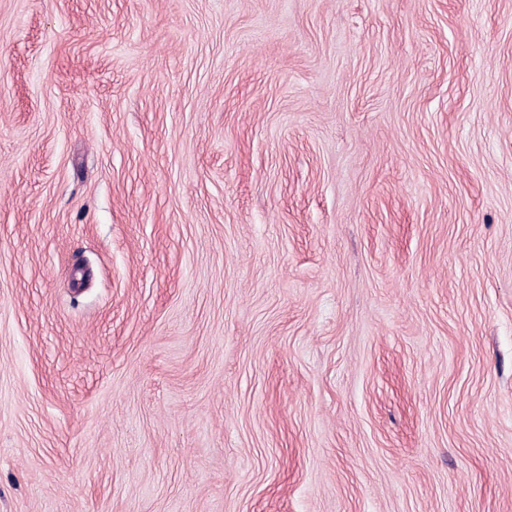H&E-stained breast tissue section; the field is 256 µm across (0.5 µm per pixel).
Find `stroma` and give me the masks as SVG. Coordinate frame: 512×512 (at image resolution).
<instances>
[{
    "instance_id": "obj_1",
    "label": "stroma",
    "mask_w": 512,
    "mask_h": 512,
    "mask_svg": "<svg viewBox=\"0 0 512 512\" xmlns=\"http://www.w3.org/2000/svg\"><path fill=\"white\" fill-rule=\"evenodd\" d=\"M0 512H512V0H0Z\"/></svg>"
}]
</instances>
